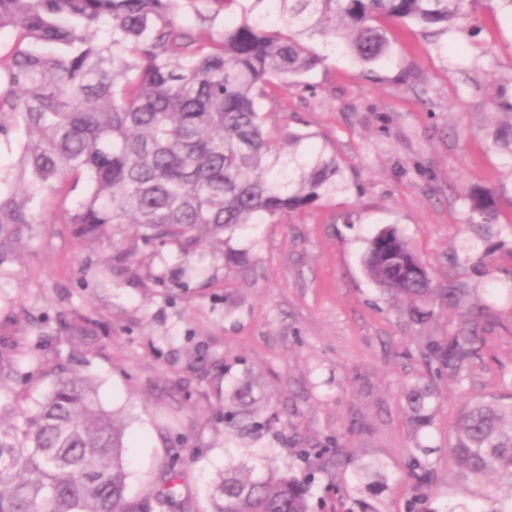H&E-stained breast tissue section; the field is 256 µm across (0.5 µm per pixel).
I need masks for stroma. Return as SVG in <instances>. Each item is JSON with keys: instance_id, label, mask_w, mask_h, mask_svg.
<instances>
[{"instance_id": "35a3bbf8", "label": "stroma", "mask_w": 512, "mask_h": 512, "mask_svg": "<svg viewBox=\"0 0 512 512\" xmlns=\"http://www.w3.org/2000/svg\"><path fill=\"white\" fill-rule=\"evenodd\" d=\"M393 33L402 66L369 77L334 54L307 85L283 82L264 99L276 146L311 133L317 149L336 156L345 187L304 213L224 234L225 248L246 251V263L225 264L203 244L208 282L184 281L177 245L144 244L124 226L112 240L83 241L55 222L83 188L63 202L48 192L32 201L41 223L0 262V352L35 399L47 384L43 364L78 366L127 427L132 498L159 490L177 440V493L195 512H209L212 482L228 466H252L261 454L299 473L301 450L315 455L333 442L345 462L317 470L315 512H356L364 498L377 512H405L419 443L434 450L432 512L464 498L489 512L498 497L494 476L465 497L446 448L466 403L512 395V156L494 145L495 116L482 106L512 78V17H485L476 34ZM404 66L419 73V86L400 83ZM0 121L8 128L0 189L19 192L23 131L11 117ZM475 185L499 189L495 223H470L465 195ZM388 227L410 242L436 287L468 284L485 305L478 356L459 376H433L421 345L453 335L471 305L410 323L362 265L368 239ZM250 376L280 420L262 435L232 438L229 382ZM434 386L444 403L426 406L429 423L418 427L409 397ZM369 461L386 474L372 494L352 478Z\"/></svg>"}]
</instances>
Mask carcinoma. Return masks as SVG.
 I'll return each mask as SVG.
<instances>
[{
	"label": "carcinoma",
	"instance_id": "obj_1",
	"mask_svg": "<svg viewBox=\"0 0 512 512\" xmlns=\"http://www.w3.org/2000/svg\"><path fill=\"white\" fill-rule=\"evenodd\" d=\"M182 0H0V31L16 44L0 53V115L23 127L18 178L23 195L0 194V257L42 220L29 203L44 191L85 183V194L58 219L86 240L108 238L129 224L146 243H176L188 256L202 241L299 213L344 188L336 156L302 148L313 138L292 133L293 151L274 147L261 101L277 82L299 81L343 51L374 70L400 63L385 26L447 33L480 27L474 0H206L224 14L222 30L188 31L176 23ZM112 22V37L97 31ZM490 111L503 116L495 142L512 154V89H500ZM469 220L496 221L499 192L470 191ZM368 278L414 323L432 305L468 295L459 284L433 287L407 239L388 228L367 242ZM475 328L429 336L426 358L439 372L474 354ZM49 388L29 407L15 361L0 353V512H193L176 499L181 448L169 449L163 493L132 499L124 458L125 426L106 410L78 369L54 367ZM250 383L224 403V425L238 437L260 435L272 419L255 418ZM465 484L488 475L503 496L489 512H512V403L466 404L446 448ZM431 448H416L408 468L406 512H429ZM371 489L381 466H356ZM315 473L237 467L224 470L210 512H312Z\"/></svg>",
	"mask_w": 512,
	"mask_h": 512
}]
</instances>
